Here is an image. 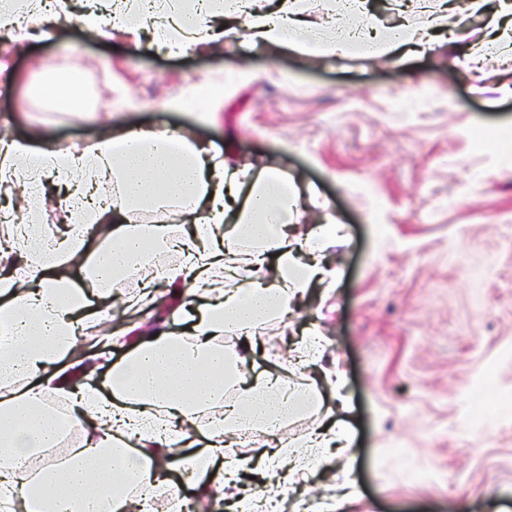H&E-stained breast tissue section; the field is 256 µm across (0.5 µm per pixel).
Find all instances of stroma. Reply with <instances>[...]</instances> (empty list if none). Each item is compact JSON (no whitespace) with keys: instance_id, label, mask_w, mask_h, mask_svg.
<instances>
[{"instance_id":"1","label":"stroma","mask_w":512,"mask_h":512,"mask_svg":"<svg viewBox=\"0 0 512 512\" xmlns=\"http://www.w3.org/2000/svg\"><path fill=\"white\" fill-rule=\"evenodd\" d=\"M78 10L66 0L26 53L10 35L0 56L24 77L75 70L105 108L89 122L4 83L7 136L37 129L73 147L108 125L177 128L229 163L284 170L297 230L341 228L324 251L336 281L272 322L246 365L278 369L318 329L321 407L237 443L245 466L210 512L273 484L282 512L335 496L333 476L250 465L273 438L303 449L330 415L350 426L337 467L350 472L353 512H512V97L499 91L512 59L482 56L480 94L452 63L483 44L484 16L455 11L435 50L397 65L364 50L293 55L221 39L173 57L88 39Z\"/></svg>"}]
</instances>
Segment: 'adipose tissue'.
Here are the masks:
<instances>
[{
  "instance_id": "ef3b65f1",
  "label": "adipose tissue",
  "mask_w": 512,
  "mask_h": 512,
  "mask_svg": "<svg viewBox=\"0 0 512 512\" xmlns=\"http://www.w3.org/2000/svg\"><path fill=\"white\" fill-rule=\"evenodd\" d=\"M137 2L106 21L101 0H83L77 23L101 38L109 28L138 36L147 22L153 42L174 55L243 37L282 52L325 45L339 57L357 47L392 56L435 47L427 28L373 27L364 0H324L317 22L306 0ZM61 171L70 179L56 202L63 226L45 223L29 205L15 228L17 239L42 238L56 262L23 249L0 255L11 269L0 278V505L5 512H154L159 492L221 497L237 472L231 445L240 428L275 432L297 403L319 401L317 389L289 390L284 374L248 378L240 366L270 321L293 312L314 280L334 278L322 257L338 228L322 224L291 239L297 196L288 176L272 165L229 167L176 129L130 127L79 149L44 144L37 131L0 139V188L20 190ZM104 184L112 187L106 199L98 194ZM171 203L192 232H176L160 217L131 221ZM87 222L98 230L92 247L81 229ZM74 266L87 270L86 283L71 276ZM134 275L142 289L129 306L152 301L160 281L204 299L205 308L189 334L141 337L107 373L94 364L80 383H68L67 365L84 361L80 337L115 340L91 301L111 306ZM228 335L240 339L238 348H225ZM51 397L66 401L85 439L64 466L21 479L22 468L61 436L46 405ZM349 442L339 420L313 431L307 451L281 445L265 461L303 476L330 469L326 449L343 452ZM172 470L180 484L171 483Z\"/></svg>"
}]
</instances>
